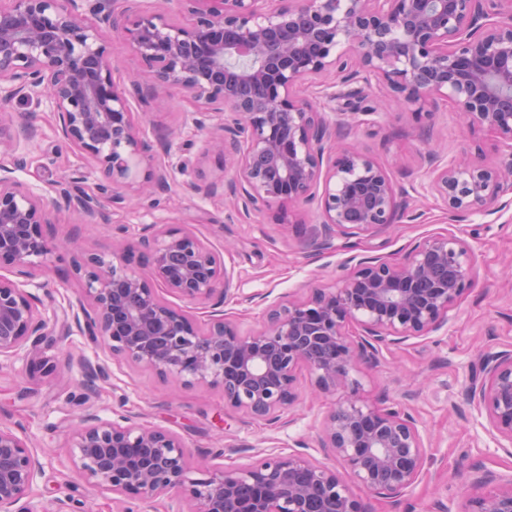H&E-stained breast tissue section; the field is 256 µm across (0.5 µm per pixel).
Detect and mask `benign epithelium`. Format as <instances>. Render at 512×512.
<instances>
[{
	"instance_id": "benign-epithelium-1",
	"label": "benign epithelium",
	"mask_w": 512,
	"mask_h": 512,
	"mask_svg": "<svg viewBox=\"0 0 512 512\" xmlns=\"http://www.w3.org/2000/svg\"><path fill=\"white\" fill-rule=\"evenodd\" d=\"M183 20L136 0H0V100L47 103L60 140L99 170L106 183L73 195L54 185L57 208L90 214L99 196L127 208L167 187L130 100L161 102L187 93L195 111L215 117L211 151L234 171L231 197L243 211L276 205L294 224V208L317 201L311 247H333L393 224L408 193L325 117L346 101V116H370L372 84L385 85L417 119L445 98L471 131L495 138L503 160L488 166L463 152L433 167L430 188L453 213L492 214L512 194V0H180ZM141 62L117 79L103 30ZM330 74L323 102L299 88ZM26 164L0 163V359L35 347L49 322L25 286L34 258L67 248L49 237L42 196L13 175ZM138 247L150 266L128 267L130 247L113 246L118 264L85 256V332L112 356L163 376L224 391L225 406L274 424L297 395L305 371L334 401L321 447L333 464L304 453L260 457L191 479L185 446L174 434L138 425L128 415L103 420L88 412L73 436L77 475L119 500L145 504L170 492L194 502L192 512H368L363 491L396 503L423 474L426 455L414 418L369 403L352 372L379 363V346L426 336L476 285L475 253L465 240L432 234L402 261L362 258L328 288L267 307L264 327L242 333L221 313L202 328L164 299L224 304L232 274L219 253L179 228H143ZM492 431L512 446V350L486 352L466 386ZM42 463L27 439L0 424V512H68L61 500H38ZM485 492L469 512H512V480L497 484L474 468Z\"/></svg>"
}]
</instances>
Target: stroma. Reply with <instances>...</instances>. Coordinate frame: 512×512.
I'll return each instance as SVG.
<instances>
[{
    "label": "stroma",
    "instance_id": "stroma-1",
    "mask_svg": "<svg viewBox=\"0 0 512 512\" xmlns=\"http://www.w3.org/2000/svg\"><path fill=\"white\" fill-rule=\"evenodd\" d=\"M368 103L377 107V114L371 123H353L350 137L397 186L409 191L418 218L402 217L390 227L361 235L354 252L397 262L416 241L451 233L475 249L477 286L441 328L383 346L378 366L360 367L361 396L411 413L431 460L400 508L374 495L366 502L369 512H464L469 499L479 493L468 480L474 467L502 479L512 477V447H500L485 416L464 392L480 350L512 349V288L504 285L512 272V205L489 215L457 216L430 195L429 156L445 163L467 147L486 164L499 160L495 141L468 132L448 101H438L431 119L423 123L386 87L373 86ZM134 110L142 116L151 154L171 173L168 190L158 200L130 209L116 208L105 194L94 215L65 213L48 226L49 236L76 240L72 251L50 256L47 273L27 286L50 320L38 349L55 371L33 369L31 356L23 353L0 361V423L26 435L40 456L43 471L36 492L41 501L48 505L68 500L71 512H83L90 500L99 512L125 510L112 493L93 490L75 474L66 430L89 404L101 417L120 409L136 423L176 435L190 453L194 478L206 477L217 466L246 465L260 453L300 451L320 462L325 459L319 435L331 405L313 393L307 374L297 378L299 401L288 414L289 424L269 426L228 409L221 389L164 378L151 368L112 359L76 327L84 278L76 273L75 261L87 253L112 261L113 238L136 240L143 227L155 222L179 225L223 253L233 273L224 312L245 333L262 327L265 304L305 297L311 286L333 283L349 270V249L315 252L309 247L305 227L319 219L316 204L302 209L298 224L276 223L270 211L246 213L229 206L223 161L206 153L205 134L195 125L199 115L185 93L170 91L164 109L138 104ZM10 118L13 124L30 123L39 130L35 139L18 147L28 161L18 174L20 180L43 189L65 181L74 190L88 192L100 182L91 163L61 149L47 106L15 104ZM210 186L215 189L211 195L206 192ZM82 358L104 365L107 378L88 383L78 364Z\"/></svg>",
    "mask_w": 512,
    "mask_h": 512
}]
</instances>
